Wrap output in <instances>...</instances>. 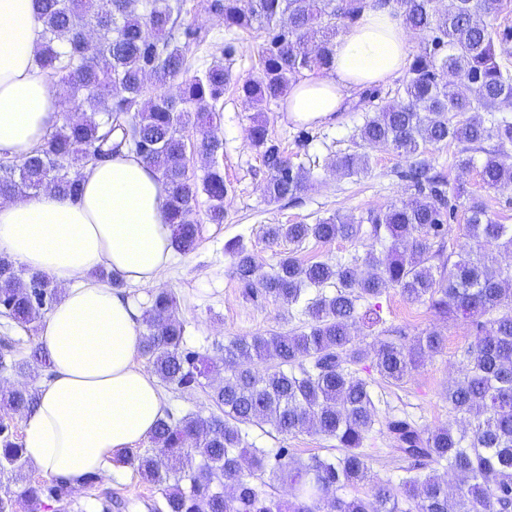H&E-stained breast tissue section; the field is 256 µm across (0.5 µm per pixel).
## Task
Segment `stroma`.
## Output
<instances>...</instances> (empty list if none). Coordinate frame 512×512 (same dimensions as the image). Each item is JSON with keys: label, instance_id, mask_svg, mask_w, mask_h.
Returning a JSON list of instances; mask_svg holds the SVG:
<instances>
[{"label": "stroma", "instance_id": "obj_1", "mask_svg": "<svg viewBox=\"0 0 512 512\" xmlns=\"http://www.w3.org/2000/svg\"><path fill=\"white\" fill-rule=\"evenodd\" d=\"M181 19L203 38L199 50L187 54L189 69L194 71L218 61L229 68L234 80L224 92L217 119V133L224 142L218 162L224 171L228 196L223 223H209L205 214H198L201 238L196 249L177 254L161 286L178 299L177 317L184 327L185 346L216 356L232 338L286 332L304 320L297 309L288 308L261 291L244 288L233 274L227 244L243 241L262 276L271 274L281 254L288 251L304 262L361 257L368 249L367 243L361 241H310L294 249L285 241L269 243L263 229L268 224H312L336 212L357 216L409 196L412 188L401 176L405 160L382 145L366 148L372 163L368 175L349 178L330 170L331 159L350 147L351 136L362 123L361 113L354 109L359 91H351L342 110L320 124L293 122L282 100L268 105L263 113H255L235 85L258 74L261 39L244 32L225 31L223 20L206 11L203 0H183ZM257 115L266 124L270 138L310 173L312 187L296 201L272 203L264 193L268 172L259 151L247 138V129ZM456 150L453 144L432 147L427 156L449 181L464 182L470 191L481 196L495 220L512 224V188L485 190L476 170L453 166ZM381 304L382 323L371 328L360 324L352 330L356 343L362 347L380 339L395 341L402 335L411 338L429 329L441 331L446 342L442 353L426 359L398 385L374 388L375 397L408 413L420 425L434 428L448 424L453 416L448 411L445 389L463 373L462 352L472 340L469 321L436 317L427 303L409 302L395 288L387 290ZM248 440L260 448L287 449L289 460L296 462L337 452L334 440L324 436L312 432L285 436L268 425L250 427ZM113 465L111 478L80 483L71 488L64 501L52 503L45 512H103L102 502L108 495L117 503L112 512H161V486L143 480L122 458H115Z\"/></svg>", "mask_w": 512, "mask_h": 512}]
</instances>
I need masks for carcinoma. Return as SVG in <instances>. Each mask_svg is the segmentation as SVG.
<instances>
[{
    "instance_id": "1",
    "label": "carcinoma",
    "mask_w": 512,
    "mask_h": 512,
    "mask_svg": "<svg viewBox=\"0 0 512 512\" xmlns=\"http://www.w3.org/2000/svg\"><path fill=\"white\" fill-rule=\"evenodd\" d=\"M240 2L207 0L205 9L220 16L229 32H264L260 76L239 87L258 112L285 98L302 71L329 69L340 27L368 8L395 4L406 28L423 36L408 78L387 99L375 90L362 92L372 108L353 136L356 150L337 155L330 168L343 176L365 175L371 165L363 146L385 144L409 162L404 177L414 193L357 218L334 213L314 224H268L263 230L269 241L297 245L367 240L370 249L362 258L304 263L288 254L258 280L253 255L238 242L229 247L233 273L244 287L301 307L307 321L300 330L236 337L214 359L184 346L176 298L167 290L156 293L142 316V356L176 390L210 388L219 413L177 417L168 411L148 437L164 456L139 448L126 451L124 460L163 486L165 512H512V267L497 258L512 253V225L495 222L464 184L449 183L424 157L430 146L457 144L456 167L478 170L488 191L512 187V117L503 113L512 108V75L496 61L488 22L497 0H454L444 12L439 0H247L244 8ZM38 4V62L66 88L73 107L34 154L0 167V197H34L48 186L76 200L83 192L82 170L126 148L165 180L175 247L194 250L200 196L206 197L208 221L224 223L227 188L217 163L224 143L213 126L229 69L215 62L181 83L179 97L167 92L186 71L190 42L198 39L197 32L181 29V0ZM189 127L201 133L194 146L212 157L200 177L189 174ZM248 138L269 172V201L293 200L309 189V174L269 138L263 121L253 120ZM461 199L468 200L469 238L494 251L468 250L453 261L448 218ZM329 284L336 289L326 295L321 289ZM389 288L411 302H428L439 317L461 316L473 329L463 376L445 393L449 411L468 428L429 429L407 416L387 415L381 422L392 449L414 462L396 485L368 466L364 443L377 410L369 382L353 367L371 356L381 378L399 383L442 352L444 338L425 330L408 345L355 344L351 328L381 320L380 297ZM312 289L317 295L310 298ZM61 294L47 275L18 270L0 255V309L16 324L36 322ZM15 353L16 341L4 337L0 367L24 372L32 361L50 366L39 347L28 359L6 364ZM220 368L224 378L214 385L211 375ZM37 399L34 389L0 386L3 410L27 413ZM253 424H269L282 435L312 431L336 440L342 454L314 455L290 466L288 449L274 453L248 442L245 427ZM272 459L291 488L288 502L257 484ZM433 464L464 478L456 494L448 493L439 475L423 473ZM24 467L22 444L1 422L0 477L24 483L21 498L29 510L68 496V481L31 482ZM226 479L234 481L230 495L224 493ZM359 484L370 485L369 492L339 495Z\"/></svg>"
}]
</instances>
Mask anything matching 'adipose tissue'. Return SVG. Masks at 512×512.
I'll return each mask as SVG.
<instances>
[{
	"mask_svg": "<svg viewBox=\"0 0 512 512\" xmlns=\"http://www.w3.org/2000/svg\"><path fill=\"white\" fill-rule=\"evenodd\" d=\"M37 0H0V154L22 160L62 122V98L37 61ZM410 37L391 7L346 26L326 76L295 82L286 103L300 124L320 123L354 88L398 78ZM72 201L45 190L0 200V252L63 290L38 342L52 368L24 418L25 459L71 481L111 477L115 453L147 439L164 413L156 379L137 365L143 327L124 290L92 280L106 270L126 287L151 289L175 257L168 187L141 157L124 152L87 167Z\"/></svg>",
	"mask_w": 512,
	"mask_h": 512,
	"instance_id": "adipose-tissue-1",
	"label": "adipose tissue"
}]
</instances>
